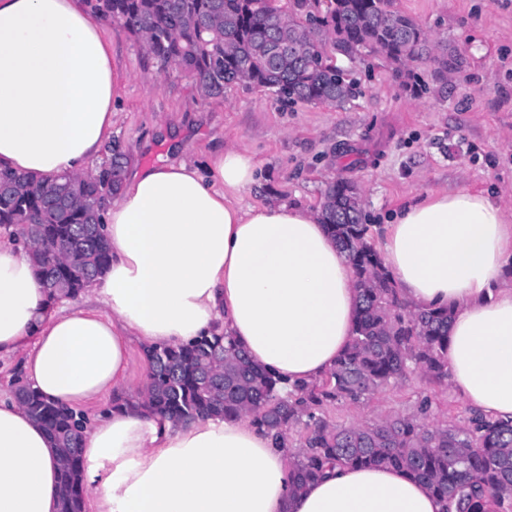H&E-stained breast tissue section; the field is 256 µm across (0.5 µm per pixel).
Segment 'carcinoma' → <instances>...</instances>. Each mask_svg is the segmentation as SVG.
Returning <instances> with one entry per match:
<instances>
[{"instance_id": "1", "label": "carcinoma", "mask_w": 512, "mask_h": 512, "mask_svg": "<svg viewBox=\"0 0 512 512\" xmlns=\"http://www.w3.org/2000/svg\"><path fill=\"white\" fill-rule=\"evenodd\" d=\"M90 18L117 24L163 67L193 77L206 98L235 87L261 89L291 104L342 107L357 93L337 63L381 56L395 67L432 53L424 30L394 0H84ZM437 78L463 65L457 54L437 59ZM127 155L114 145L94 174L38 180L0 168V227L41 245L37 273L56 298L73 299L87 277L109 262L102 211L122 189ZM322 223L355 275L358 309L348 347L320 382L278 394L277 380L252 362L233 338L212 332L181 346L145 351V402L176 422L250 415L275 443L288 447L302 424L301 447L289 460L293 488L326 468L392 467L426 484L454 512H512V420L473 414L467 423L433 426L432 402L416 413L369 424L335 425L323 416L332 402L359 403L413 373L448 380L449 307L405 300L370 241L354 183L327 184ZM16 399L47 430L61 464L59 512H83L80 448L86 417L44 399L32 385Z\"/></svg>"}]
</instances>
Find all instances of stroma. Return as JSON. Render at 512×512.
Instances as JSON below:
<instances>
[{
	"label": "stroma",
	"mask_w": 512,
	"mask_h": 512,
	"mask_svg": "<svg viewBox=\"0 0 512 512\" xmlns=\"http://www.w3.org/2000/svg\"><path fill=\"white\" fill-rule=\"evenodd\" d=\"M415 18L435 54L464 60L448 83L433 61L411 63L429 90L416 94L407 75L378 57L348 68L361 92L349 104L288 106L260 90L205 98L193 80L161 63L120 28H106L112 56L128 83L112 139L128 164L144 169L186 153L205 163L220 147L246 148L262 170L241 206L285 202L317 209L326 184L353 182L364 200L373 245L394 211L439 190L467 189L499 201L512 215V0H395ZM410 72V73H411ZM353 147L352 156L338 148ZM432 399L431 423L465 420L471 410L450 388L413 375L361 405L333 403L331 423L348 426L415 413Z\"/></svg>",
	"instance_id": "stroma-1"
}]
</instances>
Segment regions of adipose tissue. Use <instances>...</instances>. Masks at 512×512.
<instances>
[{"mask_svg":"<svg viewBox=\"0 0 512 512\" xmlns=\"http://www.w3.org/2000/svg\"><path fill=\"white\" fill-rule=\"evenodd\" d=\"M125 77L77 0H0V163L35 177L90 173L112 137ZM260 178L229 147L134 174L104 215L109 263L77 307L42 287L23 238L0 243V358L23 354L49 401L78 408L127 383L132 344L183 345L219 330L278 380H321L348 345L352 269L318 211L242 207ZM402 295L449 306L448 378L491 419H512V221L491 197L430 193L385 227ZM82 484L95 512H442L389 467L333 469L293 492L287 449L250 416L187 425L133 404L92 417ZM58 450L0 399V512H58Z\"/></svg>","mask_w":512,"mask_h":512,"instance_id":"adipose-tissue-1","label":"adipose tissue"}]
</instances>
